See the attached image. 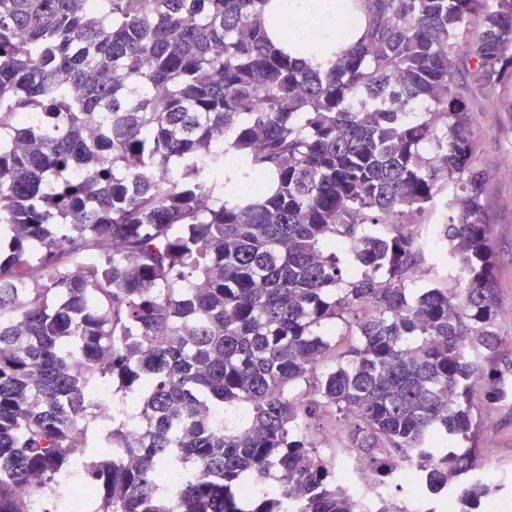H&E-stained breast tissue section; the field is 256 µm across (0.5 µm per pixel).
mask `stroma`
Returning a JSON list of instances; mask_svg holds the SVG:
<instances>
[{"label": "stroma", "instance_id": "1", "mask_svg": "<svg viewBox=\"0 0 512 512\" xmlns=\"http://www.w3.org/2000/svg\"><path fill=\"white\" fill-rule=\"evenodd\" d=\"M459 91L475 120L479 166L485 176V199L489 209L491 237L496 251L497 297L502 316L497 331L505 336L494 363L512 364V168L504 159L512 155V84L490 88L477 81L470 60H463ZM481 443L496 448L499 466L495 483L512 493V403L484 416Z\"/></svg>", "mask_w": 512, "mask_h": 512}]
</instances>
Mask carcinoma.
Returning <instances> with one entry per match:
<instances>
[{"label": "carcinoma", "instance_id": "1", "mask_svg": "<svg viewBox=\"0 0 512 512\" xmlns=\"http://www.w3.org/2000/svg\"><path fill=\"white\" fill-rule=\"evenodd\" d=\"M342 5L359 42L291 50L273 0H0V512L89 450L99 512H410L336 477L322 410L427 512L500 491L471 392L512 402V369L479 362L504 339L456 78L512 80V0ZM338 324L356 341L328 365ZM100 381L138 396L137 436L118 408L86 437ZM178 465L198 475L172 499L150 475ZM310 432L317 444L318 453L326 459H336V446L339 444L336 439L335 421L330 417L317 416L311 422ZM333 437H335L333 439Z\"/></svg>", "mask_w": 512, "mask_h": 512}]
</instances>
